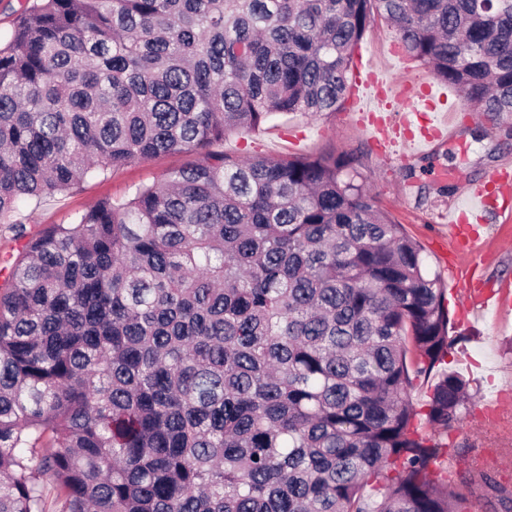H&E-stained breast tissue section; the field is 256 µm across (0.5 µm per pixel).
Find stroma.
Listing matches in <instances>:
<instances>
[{
	"label": "stroma",
	"mask_w": 512,
	"mask_h": 512,
	"mask_svg": "<svg viewBox=\"0 0 512 512\" xmlns=\"http://www.w3.org/2000/svg\"><path fill=\"white\" fill-rule=\"evenodd\" d=\"M356 63L370 64L394 82L412 87L430 85L452 98L458 111L456 128L446 140L433 142L400 159L378 155L367 126L358 121L360 111L375 107L370 95L346 104L342 111L313 116L275 115L258 130L231 134L224 141L230 155L245 152L278 158L292 153H346L354 157L365 185L376 195L406 233L424 248L431 272L447 275L454 244L444 222L450 208L466 205V183L483 179L486 173L512 161V144H503L496 134L480 136L485 118L466 111L455 88L435 80L430 69L410 60L394 31L375 20L355 56ZM185 154L135 162L101 179L75 187L38 208H26V229L37 234L50 224L68 223L72 213L103 198L123 197L140 185L162 180L165 174L188 162ZM480 233L488 240L490 261L485 279L495 288L512 292V223H490ZM448 309L456 331L465 336L448 360L455 370H467L478 389L479 402L499 401L512 410V311H493L468 321L462 316V298L455 288L446 292Z\"/></svg>",
	"instance_id": "1"
}]
</instances>
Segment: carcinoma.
I'll return each instance as SVG.
<instances>
[{
    "label": "carcinoma",
    "mask_w": 512,
    "mask_h": 512,
    "mask_svg": "<svg viewBox=\"0 0 512 512\" xmlns=\"http://www.w3.org/2000/svg\"><path fill=\"white\" fill-rule=\"evenodd\" d=\"M377 18L512 140V0L18 17L0 45V224L23 241L0 284V512H471L477 489L512 512L491 471L448 476L464 337L352 158L224 154L275 114L342 110ZM174 153L197 159L27 234L24 205Z\"/></svg>",
    "instance_id": "cac0c4a2"
}]
</instances>
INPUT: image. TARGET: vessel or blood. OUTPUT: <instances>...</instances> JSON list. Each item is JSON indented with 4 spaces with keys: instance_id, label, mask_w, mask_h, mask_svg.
<instances>
[{
    "instance_id": "vessel-or-blood-1",
    "label": "vessel or blood",
    "mask_w": 512,
    "mask_h": 512,
    "mask_svg": "<svg viewBox=\"0 0 512 512\" xmlns=\"http://www.w3.org/2000/svg\"><path fill=\"white\" fill-rule=\"evenodd\" d=\"M358 83L376 99H384L393 91L404 103L403 110L394 113L379 107L367 113V122L374 130V141L380 152H387L391 145L400 142L425 146L450 134V126L433 124L428 118L429 113L446 105L444 95L434 94L428 88L409 95L407 88H394L391 82L369 68L364 70ZM466 193L469 205L466 209L449 212L448 231L463 244L469 259L449 267L448 276L462 290L465 312L476 313L491 307L500 311L512 309V295L490 292L480 285L484 248L478 231L479 226L486 223L489 211L495 208L497 197H512V167L503 166L490 172L485 180L468 183Z\"/></svg>"
}]
</instances>
